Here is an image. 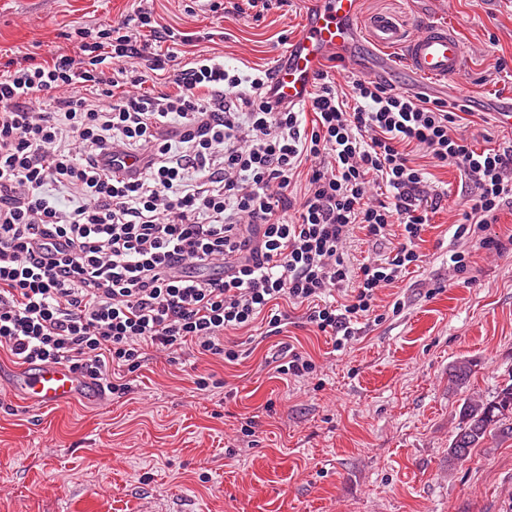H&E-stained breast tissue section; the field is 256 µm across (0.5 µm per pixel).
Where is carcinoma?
I'll list each match as a JSON object with an SVG mask.
<instances>
[{
  "label": "carcinoma",
  "instance_id": "1",
  "mask_svg": "<svg viewBox=\"0 0 512 512\" xmlns=\"http://www.w3.org/2000/svg\"><path fill=\"white\" fill-rule=\"evenodd\" d=\"M472 364L460 360L448 370V385L452 389L468 387ZM512 440V383L502 385L491 399L470 394L463 399L460 422L448 445V465L464 462L475 449L487 442Z\"/></svg>",
  "mask_w": 512,
  "mask_h": 512
}]
</instances>
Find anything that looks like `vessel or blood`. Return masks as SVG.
<instances>
[{
  "mask_svg": "<svg viewBox=\"0 0 512 512\" xmlns=\"http://www.w3.org/2000/svg\"><path fill=\"white\" fill-rule=\"evenodd\" d=\"M360 6V0H309L302 28L272 72V89L280 99L302 104L325 58L341 49L353 50L365 28L379 52L376 66L391 68L393 50L402 49L410 88L422 81L448 79L462 70L465 49L452 29L432 24L406 43L390 18L379 16L361 26ZM9 387L40 408L94 401L100 396L95 384L62 365L18 370Z\"/></svg>",
  "mask_w": 512,
  "mask_h": 512,
  "instance_id": "1",
  "label": "vessel or blood"
}]
</instances>
